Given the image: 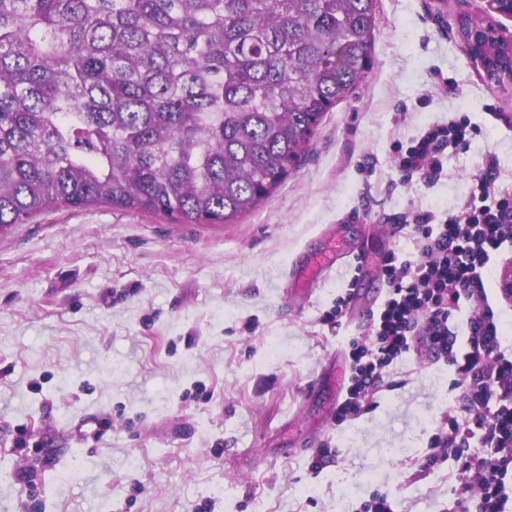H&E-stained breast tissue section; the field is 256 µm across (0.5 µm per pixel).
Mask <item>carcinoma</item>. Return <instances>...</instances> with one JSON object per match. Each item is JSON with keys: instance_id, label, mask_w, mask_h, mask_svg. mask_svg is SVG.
Returning a JSON list of instances; mask_svg holds the SVG:
<instances>
[{"instance_id": "cac0c4a2", "label": "carcinoma", "mask_w": 512, "mask_h": 512, "mask_svg": "<svg viewBox=\"0 0 512 512\" xmlns=\"http://www.w3.org/2000/svg\"><path fill=\"white\" fill-rule=\"evenodd\" d=\"M374 0H0V229L254 210L373 64Z\"/></svg>"}]
</instances>
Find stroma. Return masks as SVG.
Masks as SVG:
<instances>
[{"label": "stroma", "mask_w": 512, "mask_h": 512, "mask_svg": "<svg viewBox=\"0 0 512 512\" xmlns=\"http://www.w3.org/2000/svg\"><path fill=\"white\" fill-rule=\"evenodd\" d=\"M483 7L375 0L363 82L230 223L95 205L0 231V512H354L376 489L399 512H442L456 498L453 463L422 469L462 410L447 366L409 354L397 388L340 425L336 361L380 302L382 256L413 249L392 214L461 202L489 152L512 191V86L485 82L461 43ZM462 114L481 133L445 178L401 183L392 142ZM327 233L368 260L298 292L289 270ZM347 288L339 333L323 317Z\"/></svg>", "instance_id": "1"}]
</instances>
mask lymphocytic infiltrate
Wrapping results in <instances>:
<instances>
[{"instance_id": "obj_1", "label": "lymphocytic infiltrate", "mask_w": 512, "mask_h": 512, "mask_svg": "<svg viewBox=\"0 0 512 512\" xmlns=\"http://www.w3.org/2000/svg\"><path fill=\"white\" fill-rule=\"evenodd\" d=\"M478 132L465 115L432 124L410 144L392 143L397 169L435 185L449 155L469 147ZM499 177L497 156L487 154L460 204L406 212L414 250L389 253L378 265L386 295L369 312L365 336L349 340L345 398L336 413L340 424L360 417L363 402L409 353L423 351L431 363L452 368L464 410L430 438L423 467L454 463L463 512H512V346L486 289L493 261L512 246V194L498 189Z\"/></svg>"}]
</instances>
